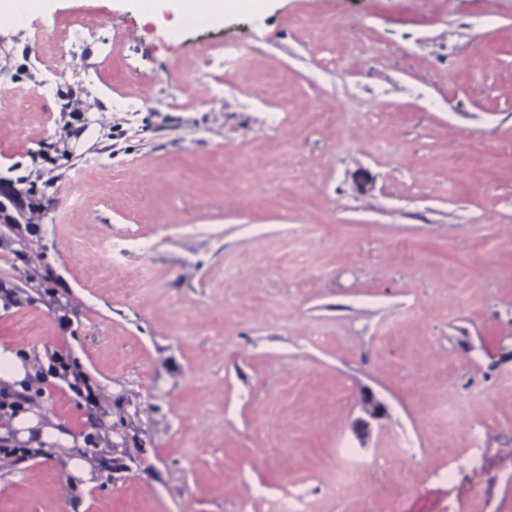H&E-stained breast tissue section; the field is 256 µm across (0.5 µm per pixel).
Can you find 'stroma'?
<instances>
[{
    "instance_id": "obj_1",
    "label": "stroma",
    "mask_w": 512,
    "mask_h": 512,
    "mask_svg": "<svg viewBox=\"0 0 512 512\" xmlns=\"http://www.w3.org/2000/svg\"><path fill=\"white\" fill-rule=\"evenodd\" d=\"M78 13L94 35L65 58L47 36ZM198 70L223 104H169ZM0 203L12 397L70 438L22 455L0 419V512H268L287 485L314 512H512V0L200 27L50 0L0 23ZM25 377L26 369L22 362L17 359L13 352L4 351L0 347V380L7 386L21 391L22 387L19 383Z\"/></svg>"
}]
</instances>
